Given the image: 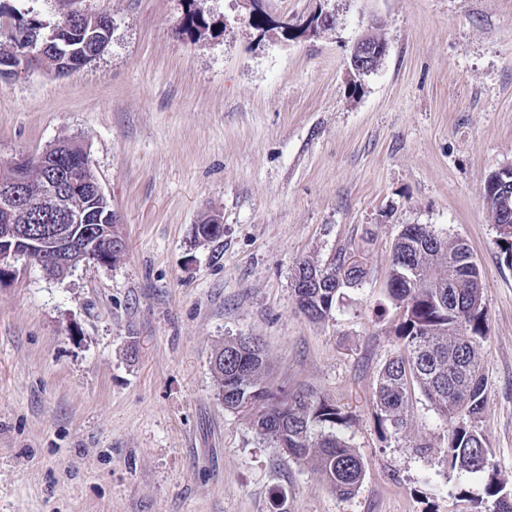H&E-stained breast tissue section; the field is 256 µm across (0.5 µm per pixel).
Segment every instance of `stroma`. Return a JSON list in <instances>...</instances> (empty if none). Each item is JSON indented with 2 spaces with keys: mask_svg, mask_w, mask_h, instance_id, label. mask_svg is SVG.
I'll use <instances>...</instances> for the list:
<instances>
[{
  "mask_svg": "<svg viewBox=\"0 0 512 512\" xmlns=\"http://www.w3.org/2000/svg\"><path fill=\"white\" fill-rule=\"evenodd\" d=\"M74 6L111 17L110 43L67 75L0 78V159L81 143L128 249L57 278L20 258L0 278V512H498L484 487L512 491V268L483 192L512 165V0H265L258 26L239 0ZM321 9L333 26L282 30ZM62 11L0 0L7 23ZM193 12L207 30L179 33ZM373 27L388 53L353 80ZM207 214L222 238H196ZM409 224L466 240L482 271L484 474L452 468L422 392L407 428L380 420ZM341 254L365 279L306 317L295 267ZM228 336L261 338L278 394L341 409L365 463L354 494L225 409L212 356Z\"/></svg>",
  "mask_w": 512,
  "mask_h": 512,
  "instance_id": "1",
  "label": "stroma"
}]
</instances>
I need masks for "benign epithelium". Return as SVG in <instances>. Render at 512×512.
Segmentation results:
<instances>
[{
    "instance_id": "obj_1",
    "label": "benign epithelium",
    "mask_w": 512,
    "mask_h": 512,
    "mask_svg": "<svg viewBox=\"0 0 512 512\" xmlns=\"http://www.w3.org/2000/svg\"><path fill=\"white\" fill-rule=\"evenodd\" d=\"M387 52V43L367 34L358 39L351 48L349 69L357 74L366 75L377 69ZM56 157L43 151L38 154L21 155L10 160L14 168L12 179L0 183V220L7 228L0 232V279L10 274V261L24 256L36 259L40 249L47 243L54 245L60 264L72 269L78 263L93 258L74 236L77 226L86 228V234H91L89 226L94 224L90 212L77 208L72 199L78 190L67 174L55 164ZM40 167L53 172L49 178L43 179L39 194L33 196L29 191L30 171ZM486 188L500 194L504 200V208L500 212L498 233L506 237L512 236V166H505L492 173V178L486 181ZM51 206V212L57 217L54 224L48 225L46 232L39 238H31L24 233V226L13 224L20 212H37L43 205ZM97 235L104 240L105 251L120 258L122 251L113 235L112 227L106 224L96 226Z\"/></svg>"
}]
</instances>
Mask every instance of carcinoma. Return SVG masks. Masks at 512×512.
Here are the masks:
<instances>
[{"label": "carcinoma", "mask_w": 512, "mask_h": 512, "mask_svg": "<svg viewBox=\"0 0 512 512\" xmlns=\"http://www.w3.org/2000/svg\"><path fill=\"white\" fill-rule=\"evenodd\" d=\"M64 29L70 48L81 51L100 46L110 35L109 17L66 12L52 25L30 18L0 30V57L10 59L17 47L44 46L47 67L59 71L64 51L57 31ZM86 153L73 140L55 143L51 154L66 168H79L84 191L77 201L87 210L105 213L107 199L89 191L97 177L80 167ZM366 270L343 263L330 267L311 260L300 262L292 281L301 312L321 319L332 311L342 285L360 284ZM391 301L402 308L397 325L400 353L380 371L376 400L380 412L394 426L407 424L410 399L420 390L448 420V458L452 467L475 474L490 468L485 437L475 421L486 405V361L480 349L485 337L487 308L481 270L469 246L436 234L423 224L406 225L392 247L386 284ZM218 387L224 388V408L246 412L256 433L271 440L297 461L314 464L336 494L348 496L362 484L363 458L336 435L345 416L335 406L313 396L275 398L265 376L264 349L253 336L224 340L213 357Z\"/></svg>", "instance_id": "1"}]
</instances>
